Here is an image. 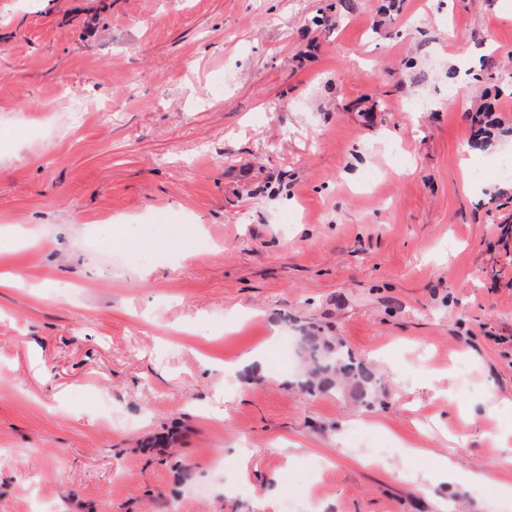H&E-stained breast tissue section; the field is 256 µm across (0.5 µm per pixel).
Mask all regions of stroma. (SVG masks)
I'll return each instance as SVG.
<instances>
[{
    "instance_id": "stroma-1",
    "label": "stroma",
    "mask_w": 512,
    "mask_h": 512,
    "mask_svg": "<svg viewBox=\"0 0 512 512\" xmlns=\"http://www.w3.org/2000/svg\"><path fill=\"white\" fill-rule=\"evenodd\" d=\"M379 5L0 0V512H512V17ZM309 324L373 406L300 389ZM433 476L435 480H447L448 483L464 484L479 482L490 487H495V490H498L497 483L493 478V471L490 470L480 474L464 472L451 455H448V458L443 461Z\"/></svg>"
}]
</instances>
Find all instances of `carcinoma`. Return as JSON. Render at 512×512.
Masks as SVG:
<instances>
[{
    "label": "carcinoma",
    "instance_id": "cac0c4a2",
    "mask_svg": "<svg viewBox=\"0 0 512 512\" xmlns=\"http://www.w3.org/2000/svg\"><path fill=\"white\" fill-rule=\"evenodd\" d=\"M301 333L307 366L303 381L306 388L320 392L348 388L362 404H374L379 390L377 379L342 342L306 328Z\"/></svg>",
    "mask_w": 512,
    "mask_h": 512
}]
</instances>
